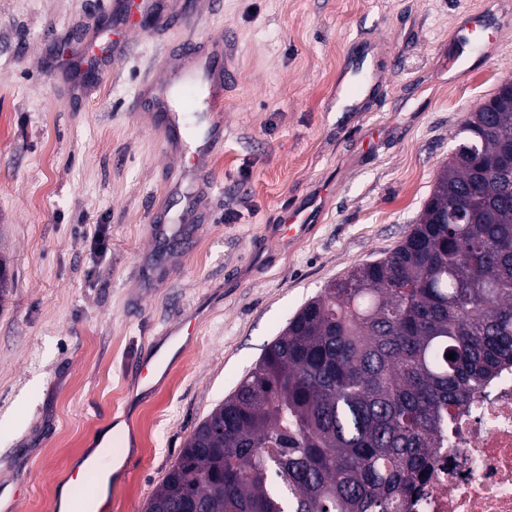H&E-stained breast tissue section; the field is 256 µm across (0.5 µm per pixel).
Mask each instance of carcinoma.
<instances>
[{
  "label": "carcinoma",
  "instance_id": "carcinoma-1",
  "mask_svg": "<svg viewBox=\"0 0 512 512\" xmlns=\"http://www.w3.org/2000/svg\"><path fill=\"white\" fill-rule=\"evenodd\" d=\"M456 138L405 239L290 318L145 512H402L448 417L512 364V94Z\"/></svg>",
  "mask_w": 512,
  "mask_h": 512
}]
</instances>
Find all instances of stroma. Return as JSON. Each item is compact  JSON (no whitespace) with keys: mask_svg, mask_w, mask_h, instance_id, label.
I'll list each match as a JSON object with an SVG mask.
<instances>
[{"mask_svg":"<svg viewBox=\"0 0 512 512\" xmlns=\"http://www.w3.org/2000/svg\"><path fill=\"white\" fill-rule=\"evenodd\" d=\"M496 0H198L194 16L140 27L83 86L63 80L112 0H0V497L56 512L93 476L73 468L113 420L138 458L111 512H144L195 426L255 367L326 282L409 233L469 112L512 79V20L467 31ZM382 40L389 67L370 112L327 106L352 41ZM189 39L221 40L224 148L189 224L186 164L134 117L144 82ZM317 222L288 241L279 218L320 191ZM105 248H98V241ZM195 319L148 398L132 364Z\"/></svg>","mask_w":512,"mask_h":512,"instance_id":"stroma-1","label":"stroma"}]
</instances>
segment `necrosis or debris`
Returning a JSON list of instances; mask_svg holds the SVG:
<instances>
[{
  "mask_svg": "<svg viewBox=\"0 0 512 512\" xmlns=\"http://www.w3.org/2000/svg\"><path fill=\"white\" fill-rule=\"evenodd\" d=\"M404 512H512V365L449 417Z\"/></svg>",
  "mask_w": 512,
  "mask_h": 512,
  "instance_id": "obj_1",
  "label": "necrosis or debris"
}]
</instances>
